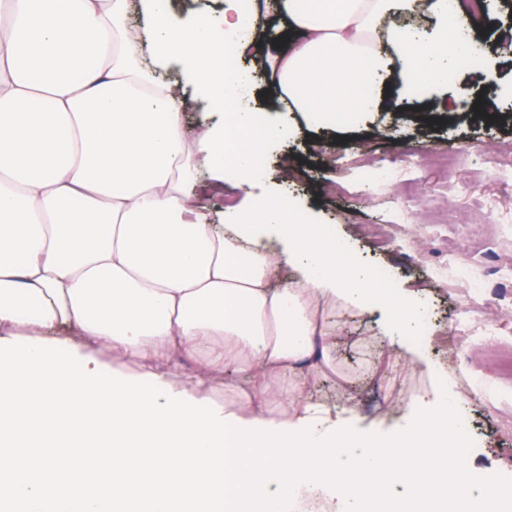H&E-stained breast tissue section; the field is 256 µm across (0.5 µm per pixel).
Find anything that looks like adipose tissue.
Masks as SVG:
<instances>
[{
	"label": "adipose tissue",
	"instance_id": "obj_1",
	"mask_svg": "<svg viewBox=\"0 0 512 512\" xmlns=\"http://www.w3.org/2000/svg\"><path fill=\"white\" fill-rule=\"evenodd\" d=\"M415 3L283 0L292 49L277 60L280 92L315 118L377 110L392 65L403 88L440 85L442 56L394 21ZM253 25L234 0L184 17L166 0H0V339L62 329L77 352L135 360L198 400L228 370L223 414L291 426L317 417L321 433L337 416L300 391L332 370L325 313L364 311L354 283L367 270L340 274L335 246L294 205L258 199L212 224L194 191L201 157L216 190L229 161L248 187L255 127L269 142L283 134L237 109L247 81L224 64L225 42ZM175 63L179 80H164ZM191 88L223 103L224 117L186 129ZM269 231L282 249L265 244ZM286 262L296 276L271 287ZM177 356L196 364L179 382Z\"/></svg>",
	"mask_w": 512,
	"mask_h": 512
}]
</instances>
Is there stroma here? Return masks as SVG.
<instances>
[{
    "label": "stroma",
    "mask_w": 512,
    "mask_h": 512,
    "mask_svg": "<svg viewBox=\"0 0 512 512\" xmlns=\"http://www.w3.org/2000/svg\"><path fill=\"white\" fill-rule=\"evenodd\" d=\"M255 14L259 45L241 62L249 79L246 103L283 125L285 134L269 144L266 174L250 192L235 190L236 174L225 169L223 200L205 202L212 222H221L227 200L245 204L253 195L271 202L286 197L308 223L330 225L347 244L348 261L380 266L389 274L396 292L388 300L360 315L331 311L337 372L314 381L313 400L334 407L345 425L385 435L411 422L416 395L435 403L442 391L465 393L467 380H480L494 399L486 403L467 397L463 404L478 439L467 463L489 473L512 467V378L495 365L498 356L512 352V333L480 349L455 335L465 287L441 276L449 254L465 259L479 251L495 231V213L512 208V185L496 182L483 161L488 153L496 163L512 165V52L495 38L498 30L512 27V0H485L486 21L477 29L469 11L457 16L464 31H475L487 42L480 68L453 72L448 83L424 95L397 91L395 78H388L391 90L380 111L334 132L312 127L275 95L270 67L282 48L276 39L278 16L268 0H256ZM476 98L496 114V121H485L469 108ZM454 147L469 152L453 175L470 185L465 195L446 190L443 172L430 159ZM413 159L421 162L413 189L396 185L380 190L357 179L364 166ZM388 204L411 209L412 223H390L384 210ZM416 307L429 310L437 326L429 348L408 339L391 344L381 333L382 324L409 317ZM408 389L412 399L386 412L374 409L378 394Z\"/></svg>",
    "instance_id": "35a3bbf8"
}]
</instances>
